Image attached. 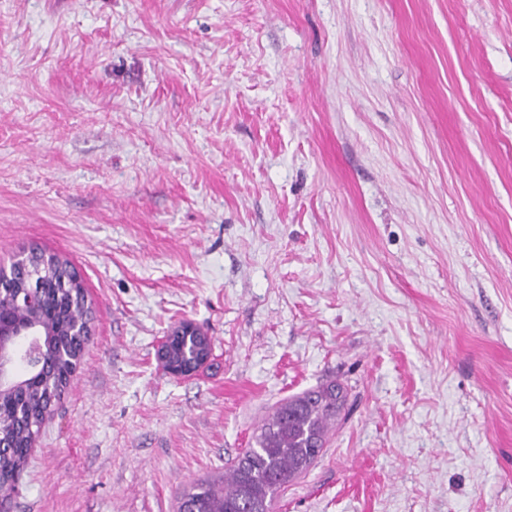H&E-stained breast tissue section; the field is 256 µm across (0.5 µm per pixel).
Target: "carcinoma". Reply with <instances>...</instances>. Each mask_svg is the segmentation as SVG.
<instances>
[{
    "mask_svg": "<svg viewBox=\"0 0 512 512\" xmlns=\"http://www.w3.org/2000/svg\"><path fill=\"white\" fill-rule=\"evenodd\" d=\"M89 308L85 287L69 261L44 250L11 270L0 295V317L14 324L36 322L44 363L17 374L0 390V505L10 508L11 487L27 450L67 387L88 341L73 331ZM201 342L190 336L171 342V360L185 363ZM347 391L328 382L288 398L260 428L224 481H202L180 499L179 512H274L280 493L320 458L328 435L342 419Z\"/></svg>",
    "mask_w": 512,
    "mask_h": 512,
    "instance_id": "1",
    "label": "carcinoma"
}]
</instances>
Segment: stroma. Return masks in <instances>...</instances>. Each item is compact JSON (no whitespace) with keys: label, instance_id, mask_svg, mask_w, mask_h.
I'll return each instance as SVG.
<instances>
[{"label":"stroma","instance_id":"1","mask_svg":"<svg viewBox=\"0 0 512 512\" xmlns=\"http://www.w3.org/2000/svg\"><path fill=\"white\" fill-rule=\"evenodd\" d=\"M32 247L94 321L13 512H178L330 379L276 512H512V0H0V263ZM201 341H198L197 336H183L179 340L171 342V360L176 363H185L188 359H191L200 350L197 348L201 346Z\"/></svg>","mask_w":512,"mask_h":512}]
</instances>
